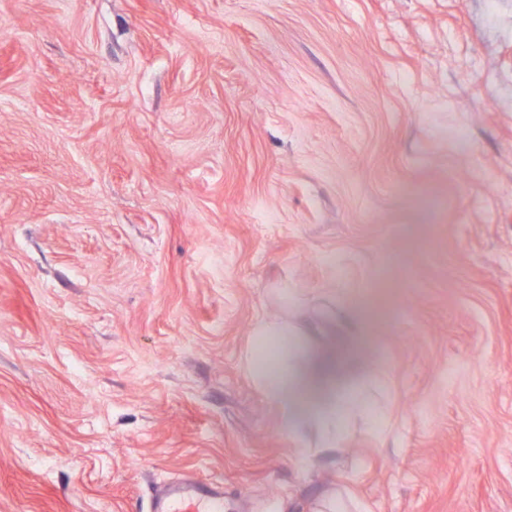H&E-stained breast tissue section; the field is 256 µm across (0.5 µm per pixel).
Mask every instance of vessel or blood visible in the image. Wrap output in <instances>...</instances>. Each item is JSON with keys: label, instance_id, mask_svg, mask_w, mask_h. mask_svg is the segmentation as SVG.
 Segmentation results:
<instances>
[{"label": "vessel or blood", "instance_id": "1", "mask_svg": "<svg viewBox=\"0 0 512 512\" xmlns=\"http://www.w3.org/2000/svg\"><path fill=\"white\" fill-rule=\"evenodd\" d=\"M152 512H224V491L194 477L172 482L156 494Z\"/></svg>", "mask_w": 512, "mask_h": 512}]
</instances>
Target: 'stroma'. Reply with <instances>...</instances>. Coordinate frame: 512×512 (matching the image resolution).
<instances>
[{
	"label": "stroma",
	"instance_id": "obj_1",
	"mask_svg": "<svg viewBox=\"0 0 512 512\" xmlns=\"http://www.w3.org/2000/svg\"><path fill=\"white\" fill-rule=\"evenodd\" d=\"M349 355L309 457L259 322ZM512 512V0H0V512ZM153 512H224V490L198 478L166 484L153 500Z\"/></svg>",
	"mask_w": 512,
	"mask_h": 512
}]
</instances>
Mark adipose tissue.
Wrapping results in <instances>:
<instances>
[{
	"instance_id": "obj_1",
	"label": "adipose tissue",
	"mask_w": 512,
	"mask_h": 512,
	"mask_svg": "<svg viewBox=\"0 0 512 512\" xmlns=\"http://www.w3.org/2000/svg\"><path fill=\"white\" fill-rule=\"evenodd\" d=\"M257 339L272 345L266 362L246 356L244 367L270 398L278 401L283 411L284 425L296 434L311 428L319 436L320 450H332L344 441L347 419L351 411L361 410L365 401L354 388L342 386V363L334 355L309 358L305 370H296L288 360L293 338L288 324L268 323L261 326ZM309 397L312 409L308 414L296 412L295 402Z\"/></svg>"
}]
</instances>
